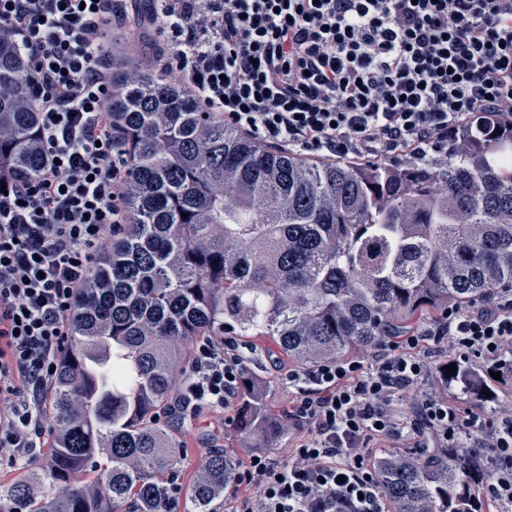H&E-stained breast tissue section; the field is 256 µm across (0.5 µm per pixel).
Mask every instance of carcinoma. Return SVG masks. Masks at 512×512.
Segmentation results:
<instances>
[{"label": "carcinoma", "mask_w": 512, "mask_h": 512, "mask_svg": "<svg viewBox=\"0 0 512 512\" xmlns=\"http://www.w3.org/2000/svg\"><path fill=\"white\" fill-rule=\"evenodd\" d=\"M29 64L0 30V163L26 179L40 168L37 106L21 86ZM125 66L109 111L127 224L78 290L73 341L42 406L50 448L0 485V512H167L177 458L162 415L201 338L267 336L304 369L512 282V126L453 129L438 160L304 164L208 116L184 84ZM492 371L512 380V360L454 359L435 377L485 404L499 400ZM251 381L236 431L247 447L270 445L282 425ZM374 465L393 512L490 508L492 471L473 448L396 450ZM202 469L190 512H224L231 458L211 451Z\"/></svg>", "instance_id": "cac0c4a2"}]
</instances>
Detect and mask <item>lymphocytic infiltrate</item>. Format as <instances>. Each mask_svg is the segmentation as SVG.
Returning <instances> with one entry per match:
<instances>
[{
  "label": "lymphocytic infiltrate",
  "mask_w": 512,
  "mask_h": 512,
  "mask_svg": "<svg viewBox=\"0 0 512 512\" xmlns=\"http://www.w3.org/2000/svg\"><path fill=\"white\" fill-rule=\"evenodd\" d=\"M0 0V25L30 57L43 164L0 175V464L41 455L42 400L71 344L76 293L127 220V176L112 131L113 25L135 20L170 43L163 66L201 105L263 146L357 164L448 144L482 114L512 126V0ZM461 360H499L512 344V284L369 357L291 369L294 445L285 461L254 452L224 485V512H389L374 449L458 448L493 462L486 494L512 512V407L492 418L424 394L426 341ZM247 356L229 339L196 343L175 411H223Z\"/></svg>",
  "instance_id": "f902f5d3"
}]
</instances>
